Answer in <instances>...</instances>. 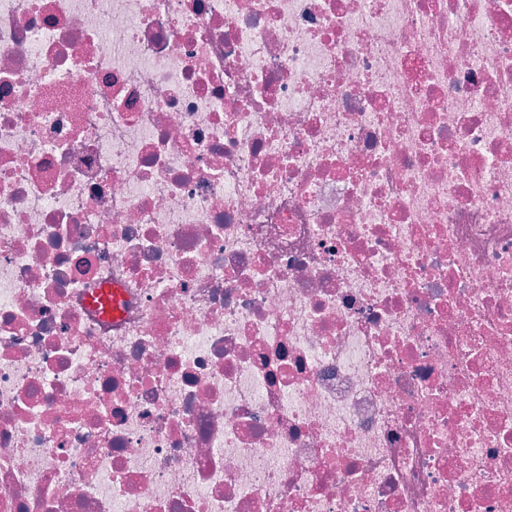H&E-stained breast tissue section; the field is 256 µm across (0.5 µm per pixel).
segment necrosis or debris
I'll return each instance as SVG.
<instances>
[{
    "label": "necrosis or debris",
    "mask_w": 512,
    "mask_h": 512,
    "mask_svg": "<svg viewBox=\"0 0 512 512\" xmlns=\"http://www.w3.org/2000/svg\"><path fill=\"white\" fill-rule=\"evenodd\" d=\"M0 512H512V0H0Z\"/></svg>",
    "instance_id": "obj_1"
}]
</instances>
